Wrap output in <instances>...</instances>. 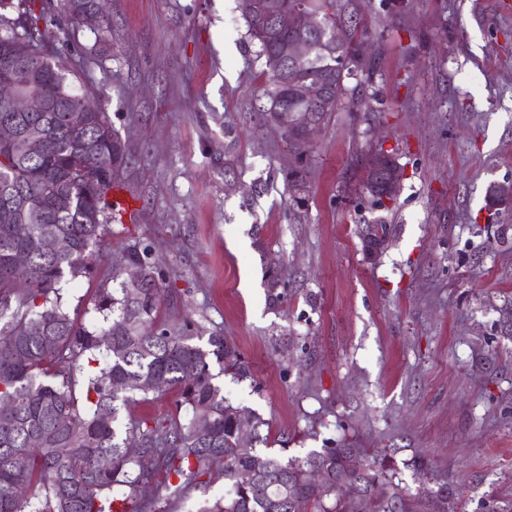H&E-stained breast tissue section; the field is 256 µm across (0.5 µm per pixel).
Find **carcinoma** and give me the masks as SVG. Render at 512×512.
Here are the masks:
<instances>
[{
    "label": "carcinoma",
    "mask_w": 512,
    "mask_h": 512,
    "mask_svg": "<svg viewBox=\"0 0 512 512\" xmlns=\"http://www.w3.org/2000/svg\"><path fill=\"white\" fill-rule=\"evenodd\" d=\"M93 4L63 0L73 23ZM309 4L327 24L351 27L341 55L354 58L355 35L366 20L353 0ZM43 21L36 0H0V71H15L19 93L47 104L14 112L0 100V124L14 123L18 132L14 144H0V512H127L129 499L138 500L134 512H170V501L214 472L229 489L200 512H297L295 502H312L318 512H459L448 478L432 475V486L411 493L394 480L386 456L354 469L350 448L299 459L257 447L267 422L233 405L211 372L216 363L247 376L240 356L221 334L202 335L190 315L161 316L165 277L151 246L139 240L125 246L123 265L141 276L99 289L94 306L103 325L90 330L70 315L59 284L93 274L91 257L114 208V176L129 163V150L106 113L46 53ZM244 22L269 78V101L301 117L306 103L273 64L295 35H270L256 14ZM339 56L318 54L309 64L336 87L335 100L316 113L322 122L355 92L340 80ZM73 100L89 107L80 150L66 112ZM31 126L45 133L44 154L35 160L24 147ZM14 224L29 225L28 236H14ZM101 358L103 364L86 368ZM173 388L176 413L119 426L120 408L136 396ZM159 475L166 494L140 495ZM119 486L129 488L127 499L113 496Z\"/></svg>",
    "instance_id": "1"
}]
</instances>
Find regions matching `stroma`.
Returning a JSON list of instances; mask_svg holds the SVG:
<instances>
[{
    "label": "stroma",
    "instance_id": "35a3bbf8",
    "mask_svg": "<svg viewBox=\"0 0 512 512\" xmlns=\"http://www.w3.org/2000/svg\"><path fill=\"white\" fill-rule=\"evenodd\" d=\"M42 2L48 53L131 153L117 182L134 210L93 276L64 284L71 315L101 325L96 291L140 240L177 300L162 315L247 365L220 380L267 420L269 451L382 453L414 491L422 456L465 512L512 500V201H488L512 185V0H358L366 72L304 147L263 116L241 0H107L102 34ZM380 149L403 170L384 204L361 185Z\"/></svg>",
    "mask_w": 512,
    "mask_h": 512
}]
</instances>
